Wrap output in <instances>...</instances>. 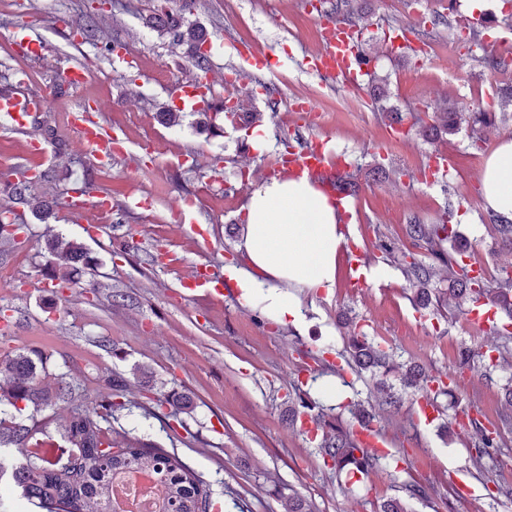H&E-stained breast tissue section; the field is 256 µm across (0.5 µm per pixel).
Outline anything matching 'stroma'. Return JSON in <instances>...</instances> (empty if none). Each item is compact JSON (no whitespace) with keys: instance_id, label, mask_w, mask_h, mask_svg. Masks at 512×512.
Segmentation results:
<instances>
[{"instance_id":"obj_1","label":"stroma","mask_w":512,"mask_h":512,"mask_svg":"<svg viewBox=\"0 0 512 512\" xmlns=\"http://www.w3.org/2000/svg\"><path fill=\"white\" fill-rule=\"evenodd\" d=\"M305 4L197 0L185 14L209 33L216 86L225 85L228 70L241 71L230 94L246 111L261 114L273 145L260 153L249 142L250 128L223 115H211L206 127L190 113L174 126L161 120L160 110L174 105L175 85L191 80L193 67L188 45L147 26L154 0H130L124 9H102L95 0H0V89L27 81L31 92L47 96L44 118L61 131L59 142L48 143L42 164L50 180L31 188L50 205L44 220L8 192L24 137L0 118V207L13 208L25 226L14 240L0 241V310L12 321L0 335V358L23 347L51 353L50 374L43 379L48 387L61 371L83 380L90 392L96 377L122 374L129 381L130 408L114 417L113 428L176 454L221 501L222 512H287L291 494L312 512H381L386 500L406 499L409 483L424 488L422 497L407 499L410 512H512V498L498 492L512 485V422L503 420L512 406L502 390L512 365L490 378L484 367L498 334L468 329L464 313L453 309H418L399 261L383 260L374 246L382 237L411 252L407 220L446 217L489 272L512 264V249L486 221L478 181L485 159L502 138L512 137V106L501 107L495 77L463 26L464 20L488 17L490 25L479 32L483 45L512 44V28L501 22L512 12V0H487L482 13L472 11L469 0H455L443 13L435 0H369L370 25L361 44L382 58L389 96L379 106L309 71L307 61L320 44ZM84 12L95 29L121 42L119 52L103 54L93 41L60 26V19L76 20ZM393 26L414 29L446 48V59L385 57V31ZM22 36L41 41L43 54L15 55L10 44ZM250 50L272 56V71L249 69ZM71 65L90 66L89 81L50 98L51 85ZM299 98L315 105L317 119L292 115ZM443 101L460 112L484 106L506 116L478 150L465 125L435 142L410 132L379 157L370 150L390 124L387 109H397L409 125L417 112ZM95 102L103 107L100 119L119 126L128 140L124 158L109 169L91 162L66 121L68 113ZM310 136L326 138L332 151L353 162V239L368 253L369 267L385 269L387 278L368 281L354 295L339 287L329 300L314 299L300 330L245 305L230 280L223 296H184L183 282L196 264L220 270L245 264L239 243L250 190L290 139ZM439 150L453 159L447 177L421 180L420 171ZM376 160L399 171L398 182L378 178ZM91 191L112 199V221L99 228L91 211L66 206ZM188 221L208 225L207 241L186 233ZM53 236L82 244L99 260L62 294L41 272L45 243ZM156 251L163 261L144 263L145 254ZM116 291L122 299H113ZM345 315L393 353L394 382L412 362L432 373H454L463 346L475 357L454 373L452 393L437 397L441 413L433 422L419 418L416 393L378 421L397 468L342 485L324 466L316 443L289 422L288 396L301 388L313 413L345 429L354 424L349 404L375 398L369 375L348 368L339 373L322 366L310 377L301 374L309 356L329 352L345 359ZM174 390L188 393L194 404L178 424L169 423L156 405L157 397ZM465 409L493 425L499 443L494 459H477L469 427L456 422Z\"/></svg>"}]
</instances>
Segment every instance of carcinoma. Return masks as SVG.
Returning a JSON list of instances; mask_svg holds the SVG:
<instances>
[{"instance_id":"cac0c4a2","label":"carcinoma","mask_w":512,"mask_h":512,"mask_svg":"<svg viewBox=\"0 0 512 512\" xmlns=\"http://www.w3.org/2000/svg\"><path fill=\"white\" fill-rule=\"evenodd\" d=\"M332 11L336 19L350 22L363 32L361 21L365 14L356 13L353 0H335ZM146 23L172 36L173 41L188 43L193 48L192 65L201 74L210 70V56L201 50L207 41L206 31L187 23L182 14L172 12L163 5L153 7V14ZM362 61L372 69L368 93L375 100L387 96L386 85L375 81L378 57L362 55ZM462 113L447 106H434L432 111L414 116V125L431 141L441 139L458 130ZM468 126L475 133L473 145L487 140L496 129L495 113L477 110L468 113ZM406 237L415 247H422L431 258L441 264L437 268L422 260L403 263V270L414 289L420 309L452 305L460 308L473 302L477 295H484L492 302H506L512 295V266L499 269L493 280L482 288L472 287L460 265L459 257L470 252L465 239L444 218L435 224H426L411 218L406 224ZM46 263L42 272L46 279L59 284L74 283V275L82 269L97 265L79 243L59 237L46 241ZM448 287H440L441 280ZM341 327L346 330L348 347L359 370H376L385 375L392 370L390 354L380 344L360 332L358 324L349 318ZM51 355L41 351H19L12 357L0 360V449L14 447L19 455L0 453V478L8 475L20 488L21 496L40 512H116L112 500V483L117 474L147 472L158 485V512H213L214 503L209 491L195 473L174 454L150 441L120 434L110 418L128 409L124 391L126 379L113 373L100 380L98 401L84 404L79 384L67 372L54 375L55 387L41 386V376L49 375ZM403 382L422 392L441 379L428 374L414 364L403 376ZM66 405L70 419L61 437L66 446L49 448L50 457L32 455L30 447L40 441L42 429L35 420V413ZM169 416L179 420L182 414L193 409L189 395L173 392L165 400ZM400 397L385 383L379 385L378 409H360L354 417L372 422L377 410L395 409ZM11 410H6V407ZM474 447L482 451L498 447L496 437L487 431L480 420L469 421ZM323 463H331L337 477L352 479V475L366 476L376 469L380 458L359 448L352 436L338 428L323 432L317 444Z\"/></svg>"}]
</instances>
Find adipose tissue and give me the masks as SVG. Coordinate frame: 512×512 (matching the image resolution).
Masks as SVG:
<instances>
[{
	"label": "adipose tissue",
	"instance_id": "adipose-tissue-1",
	"mask_svg": "<svg viewBox=\"0 0 512 512\" xmlns=\"http://www.w3.org/2000/svg\"><path fill=\"white\" fill-rule=\"evenodd\" d=\"M483 202L512 220V138L501 140L479 172ZM247 257L227 274L241 300L279 324L302 325L307 296L332 295L339 247L340 216L309 179H271L255 185L245 205Z\"/></svg>",
	"mask_w": 512,
	"mask_h": 512
}]
</instances>
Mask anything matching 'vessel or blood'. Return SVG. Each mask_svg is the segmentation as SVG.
<instances>
[{
  "instance_id": "1",
  "label": "vessel or blood",
  "mask_w": 512,
  "mask_h": 512,
  "mask_svg": "<svg viewBox=\"0 0 512 512\" xmlns=\"http://www.w3.org/2000/svg\"><path fill=\"white\" fill-rule=\"evenodd\" d=\"M320 51L311 57V71L325 78L339 79L344 83H356L366 71L360 61V40L354 26L335 20L334 18L313 14ZM416 36L413 31L403 27H395L385 33V44L389 54L408 53ZM213 93L210 79L193 80L177 85L174 89L176 106L183 111L198 112L203 110ZM44 97L22 89L0 93V114L5 115L14 131L23 132L34 123L39 112L46 107ZM69 125L77 132L83 148L92 162L97 165L111 164L113 158L122 155L120 140L111 125L101 122L95 110L79 109L68 115ZM327 142L319 137L310 138L299 145L289 147L281 154L274 166L267 173L272 177H301L313 180L318 189L337 204H344L346 195L337 186V176L344 169L342 159L335 157L326 148ZM45 147L35 137L26 139L22 160L18 172L31 175L42 162ZM350 274L344 280L345 288L356 293L363 289L364 280L358 270L365 265L366 256L354 245L347 244ZM185 295L204 294L210 297L224 293V279L209 265H196L192 276L184 288ZM468 324L502 332L512 331V325L501 322L497 309L486 298H479L473 303L466 314ZM357 442L373 453L385 450V441L372 424L356 426L354 429Z\"/></svg>"
}]
</instances>
